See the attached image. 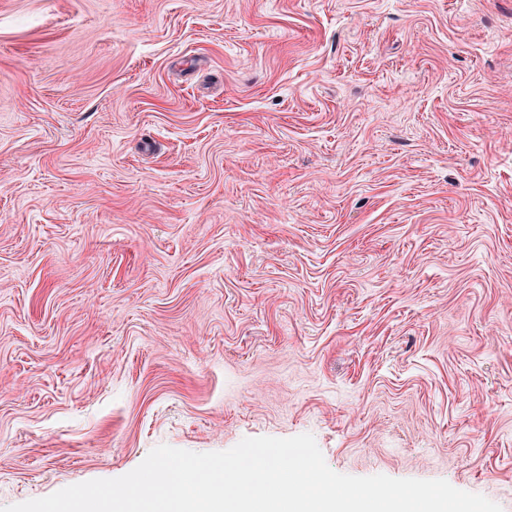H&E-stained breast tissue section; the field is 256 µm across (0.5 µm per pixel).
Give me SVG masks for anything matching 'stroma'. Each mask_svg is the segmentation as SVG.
Wrapping results in <instances>:
<instances>
[{
  "mask_svg": "<svg viewBox=\"0 0 512 512\" xmlns=\"http://www.w3.org/2000/svg\"><path fill=\"white\" fill-rule=\"evenodd\" d=\"M303 433L512 512V0H0V508Z\"/></svg>",
  "mask_w": 512,
  "mask_h": 512,
  "instance_id": "1",
  "label": "stroma"
}]
</instances>
